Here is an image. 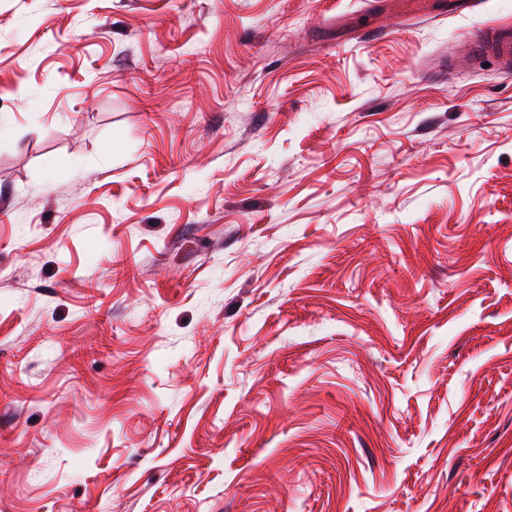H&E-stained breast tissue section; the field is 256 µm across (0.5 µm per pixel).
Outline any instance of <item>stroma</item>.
<instances>
[{"label": "stroma", "mask_w": 512, "mask_h": 512, "mask_svg": "<svg viewBox=\"0 0 512 512\" xmlns=\"http://www.w3.org/2000/svg\"><path fill=\"white\" fill-rule=\"evenodd\" d=\"M512 0H0V512H512ZM480 54L492 56L500 69L507 74L512 72V22L501 21L487 28L484 35L475 43L469 44V57Z\"/></svg>", "instance_id": "obj_1"}]
</instances>
